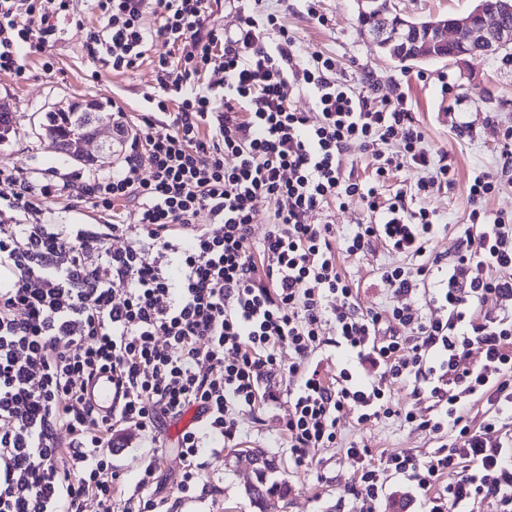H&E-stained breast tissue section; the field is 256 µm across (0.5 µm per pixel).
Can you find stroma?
Masks as SVG:
<instances>
[{"label": "stroma", "instance_id": "35a3bbf8", "mask_svg": "<svg viewBox=\"0 0 512 512\" xmlns=\"http://www.w3.org/2000/svg\"><path fill=\"white\" fill-rule=\"evenodd\" d=\"M391 3L399 14L420 20L440 14H467L475 0ZM265 5L277 13L294 37V49L300 57L317 52L333 57L338 79L358 91L371 87L378 100L406 97L424 131L426 148L435 154H447L453 164L454 182L424 197L416 194L421 173L414 167L394 172L385 184L386 193L407 192L412 209L423 207L432 213L434 233L422 260L397 255L379 243L366 252L347 254L345 235L352 225L369 220L360 198L349 197L342 205L308 215L310 223L328 221L335 225L338 264L357 287L362 310L380 312L402 305V298L382 285V268H414L421 262L431 263L437 255L453 258L465 248L467 187L475 175L486 172L502 184L499 192L486 199L485 209L495 215L512 216V170L502 171V141L488 125L493 119L500 127L512 126V49L471 56L458 64L442 60L405 65L385 57L373 41L360 35L355 0H317L312 14L307 11V0H266ZM24 64L23 80L0 75V103L11 110L16 129L0 142V166L55 172L58 180L66 182L70 200L79 201L89 174L111 173L121 165L123 155L117 151L88 166L57 159L39 134L44 114L69 101L97 99L117 103L128 123H135L143 109L144 95L153 93L157 86L156 74L147 62L124 74L112 72L87 55L82 32L71 27L65 28L47 56L25 58ZM287 413L288 402L284 399L266 411L239 412V439L204 456L199 479L186 494L177 487L184 467L178 448L181 423L165 421L152 437L128 429L127 447L112 458V468L119 474L112 495L120 505L136 498L141 459L155 454L160 466L149 493L154 500L172 506L173 512H257L244 494L253 474L226 468L224 459L235 449L262 448L277 457L280 476L290 488L287 501H269L268 512H358L360 503L350 493L358 464L346 455V447L364 445L377 456L409 452L423 461L441 444L439 437L408 425L403 417L361 424L356 413L348 409L337 419L338 447L318 449L313 462L301 465L282 435ZM428 509L424 491L405 478L391 476L385 481L374 512Z\"/></svg>", "mask_w": 512, "mask_h": 512}]
</instances>
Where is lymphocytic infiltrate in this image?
Instances as JSON below:
<instances>
[{"label": "lymphocytic infiltrate", "instance_id": "1", "mask_svg": "<svg viewBox=\"0 0 512 512\" xmlns=\"http://www.w3.org/2000/svg\"><path fill=\"white\" fill-rule=\"evenodd\" d=\"M228 4L238 19L229 33L211 25L210 0H91L95 27L73 0H0V74L23 76L22 54L50 50L65 22L84 31L90 57L116 73L150 62L159 85L122 165L85 185L93 222L47 221L39 201L63 186L0 167V512H83L89 497L112 512L115 427L150 433L193 406L202 424L179 439L180 492L195 485L208 448L237 437L236 412L284 396L288 448L309 463L316 449L335 447L344 409L361 424L395 416L388 390L397 382L434 411L405 421L448 440L423 462L347 448L359 465L360 512H372L389 471L429 492L428 512H467L477 500L512 512V318L496 311L512 300V222L483 207L498 181L481 173L468 185L474 232L450 264L437 256L428 267L381 271L387 290L407 296L431 267L446 266L430 299L438 316L362 311L332 225L308 223L309 212L359 197L370 220L351 230L346 252L379 241L417 258L431 215L412 210L406 192L384 196L385 180L413 166L426 195L450 183L452 167L425 148L405 98L376 103L337 80L332 57L301 61L264 0ZM212 71L223 72L222 85L204 84ZM290 83L314 94L317 117L287 103ZM355 149L371 153V181L348 172ZM260 199L271 229L254 247ZM129 206L133 224L123 220ZM204 211L210 221L198 223ZM116 238L126 247L112 249ZM284 346L288 365L277 358ZM328 347L367 376L344 368L323 377L311 358ZM106 370L121 401L102 419L82 388ZM480 401L485 417L475 424L465 409Z\"/></svg>", "mask_w": 512, "mask_h": 512}]
</instances>
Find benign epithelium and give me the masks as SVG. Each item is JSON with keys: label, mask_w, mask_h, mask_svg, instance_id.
<instances>
[{"label": "benign epithelium", "mask_w": 512, "mask_h": 512, "mask_svg": "<svg viewBox=\"0 0 512 512\" xmlns=\"http://www.w3.org/2000/svg\"><path fill=\"white\" fill-rule=\"evenodd\" d=\"M504 11H512V0H499L493 9L487 6L486 0H477V6L465 15L434 16L423 23L404 19L395 29L380 20L372 24L369 37L392 59L396 58L395 45L401 39L410 58L422 60L434 56L436 49L457 42L459 35L464 33L465 43L452 56V60L460 63L467 56L494 55L512 46V26L501 21ZM82 111L94 113L95 133L90 137L73 138L66 155L78 161H93L95 156L88 152V146L94 142L98 143L101 152H112L110 144L115 138L112 117L90 104ZM258 459L260 456L256 454L237 452L225 460V465L253 471Z\"/></svg>", "instance_id": "benign-epithelium-1"}]
</instances>
